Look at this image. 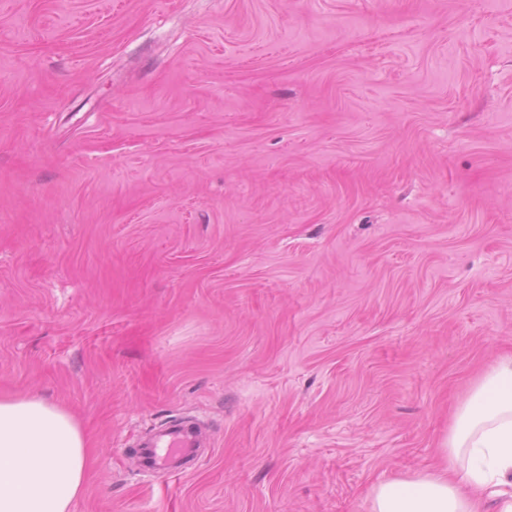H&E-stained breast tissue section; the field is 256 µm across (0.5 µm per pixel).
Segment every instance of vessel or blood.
Segmentation results:
<instances>
[{"label": "vessel or blood", "instance_id": "obj_1", "mask_svg": "<svg viewBox=\"0 0 512 512\" xmlns=\"http://www.w3.org/2000/svg\"><path fill=\"white\" fill-rule=\"evenodd\" d=\"M199 435L179 420H171L136 445V457L143 470L160 477L184 475L197 457Z\"/></svg>", "mask_w": 512, "mask_h": 512}]
</instances>
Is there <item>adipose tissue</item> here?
<instances>
[{"label": "adipose tissue", "mask_w": 512, "mask_h": 512, "mask_svg": "<svg viewBox=\"0 0 512 512\" xmlns=\"http://www.w3.org/2000/svg\"><path fill=\"white\" fill-rule=\"evenodd\" d=\"M80 422L29 393L0 397V512H70L88 467ZM443 465L372 491L371 512H512V356L498 358L458 409Z\"/></svg>", "instance_id": "1"}]
</instances>
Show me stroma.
<instances>
[{"label":"stroma","mask_w":512,"mask_h":512,"mask_svg":"<svg viewBox=\"0 0 512 512\" xmlns=\"http://www.w3.org/2000/svg\"><path fill=\"white\" fill-rule=\"evenodd\" d=\"M504 355L512 0H0V394L83 424L71 512H371ZM201 446L199 435L176 418L140 440L136 444V458L151 475L182 476L196 460L197 448Z\"/></svg>","instance_id":"stroma-1"}]
</instances>
